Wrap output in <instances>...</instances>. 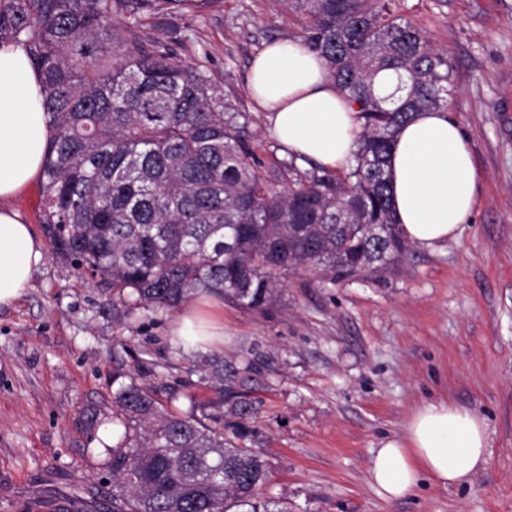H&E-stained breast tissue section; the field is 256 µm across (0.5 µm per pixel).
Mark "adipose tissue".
<instances>
[{"instance_id":"obj_1","label":"adipose tissue","mask_w":512,"mask_h":512,"mask_svg":"<svg viewBox=\"0 0 512 512\" xmlns=\"http://www.w3.org/2000/svg\"><path fill=\"white\" fill-rule=\"evenodd\" d=\"M248 88L268 128L290 154L343 170L360 123L322 62L302 39L277 40L254 58ZM49 124L38 72L23 46L0 45V307L15 304L45 258L44 244L4 202L41 175ZM392 208L406 238L432 247L454 238L474 204L477 171L462 128L444 112H421L399 131L389 157ZM221 299L185 307L173 330L204 344L224 341ZM484 421L446 401L421 406L400 439H387L371 460L369 479L386 501L412 496L423 478L465 486L489 464Z\"/></svg>"}]
</instances>
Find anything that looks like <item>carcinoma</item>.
Segmentation results:
<instances>
[{"label": "carcinoma", "instance_id": "carcinoma-1", "mask_svg": "<svg viewBox=\"0 0 512 512\" xmlns=\"http://www.w3.org/2000/svg\"><path fill=\"white\" fill-rule=\"evenodd\" d=\"M178 0H0V43L25 47L43 84L50 139L42 185L53 251L129 318L217 296L263 311L282 272L312 269L331 284L379 279L408 244L391 206L388 160L415 114L448 110V54L398 0H277L298 15L362 120L343 172L293 155L262 169L221 88L196 66L144 47L134 29L115 45L117 15L164 12ZM385 72L404 95L377 90ZM239 369L203 356L201 381L225 403L162 411L151 390L119 385L104 462L103 512H288L263 497L271 471L246 445L257 408Z\"/></svg>", "mask_w": 512, "mask_h": 512}]
</instances>
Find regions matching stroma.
I'll return each mask as SVG.
<instances>
[{
  "label": "stroma",
  "mask_w": 512,
  "mask_h": 512,
  "mask_svg": "<svg viewBox=\"0 0 512 512\" xmlns=\"http://www.w3.org/2000/svg\"><path fill=\"white\" fill-rule=\"evenodd\" d=\"M400 11L452 64L448 113L479 172L470 218L455 239L411 245L382 278L289 272L265 312L225 304L219 354L255 363L251 446L272 473L265 498L290 512H512V0H400ZM135 26L146 47L220 85L265 166L288 159L247 77L264 42L300 37L296 17L275 0H188ZM175 318L140 310L120 325L110 294L46 255L25 295L0 308V512L111 492L102 462L117 367L143 366L174 413L213 399L176 349ZM120 336L132 349L122 360ZM434 400L485 419L487 468L464 488L427 482L383 501L368 481L373 450Z\"/></svg>",
  "instance_id": "obj_1"
}]
</instances>
